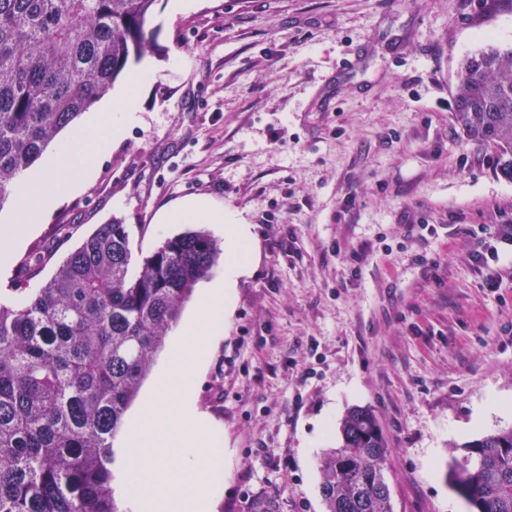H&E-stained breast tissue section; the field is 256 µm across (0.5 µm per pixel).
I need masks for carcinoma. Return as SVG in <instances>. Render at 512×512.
<instances>
[{
	"label": "carcinoma",
	"mask_w": 512,
	"mask_h": 512,
	"mask_svg": "<svg viewBox=\"0 0 512 512\" xmlns=\"http://www.w3.org/2000/svg\"><path fill=\"white\" fill-rule=\"evenodd\" d=\"M157 0H0V207L59 133L156 50ZM452 118L512 180V45L459 66ZM222 249L203 229L134 258L101 224L54 275L0 302V512H120L112 441L172 326ZM319 461L325 512H394L374 411L350 408ZM448 477L475 512H512V427L463 445Z\"/></svg>",
	"instance_id": "obj_1"
}]
</instances>
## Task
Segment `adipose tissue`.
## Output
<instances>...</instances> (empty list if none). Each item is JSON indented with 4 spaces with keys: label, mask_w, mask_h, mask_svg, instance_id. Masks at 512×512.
<instances>
[{
    "label": "adipose tissue",
    "mask_w": 512,
    "mask_h": 512,
    "mask_svg": "<svg viewBox=\"0 0 512 512\" xmlns=\"http://www.w3.org/2000/svg\"><path fill=\"white\" fill-rule=\"evenodd\" d=\"M154 74L151 65L133 74L127 84L56 145L46 162L14 194L10 222L0 225V268L8 267L43 217L89 181L92 160L119 140L125 128L137 119L142 85Z\"/></svg>",
    "instance_id": "obj_1"
}]
</instances>
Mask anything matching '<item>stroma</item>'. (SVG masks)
I'll return each instance as SVG.
<instances>
[{
  "label": "stroma",
  "mask_w": 512,
  "mask_h": 512,
  "mask_svg": "<svg viewBox=\"0 0 512 512\" xmlns=\"http://www.w3.org/2000/svg\"><path fill=\"white\" fill-rule=\"evenodd\" d=\"M168 3L137 122L0 285L36 292L113 219L142 257L187 231L163 222L182 202L237 213L253 271L197 386L224 450L214 512H324L318 462L354 406L391 448L394 512H474L448 469L512 426V240L498 260L472 255L483 227L512 222V182L451 112L463 57L512 44V8L200 0L173 17ZM421 222L433 232H412Z\"/></svg>",
  "instance_id": "obj_1"
}]
</instances>
